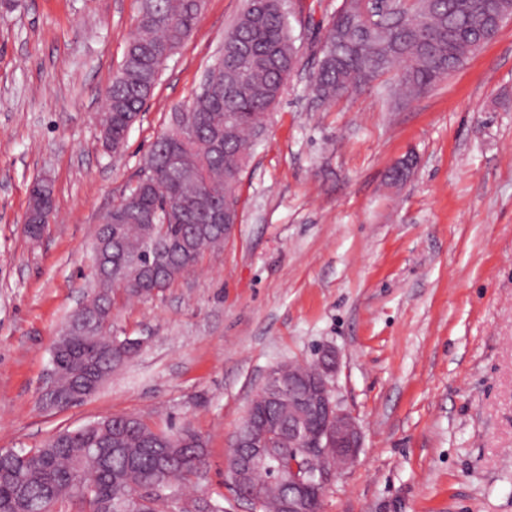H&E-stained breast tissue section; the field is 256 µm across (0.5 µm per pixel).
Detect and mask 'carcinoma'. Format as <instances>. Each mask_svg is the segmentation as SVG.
<instances>
[{"label": "carcinoma", "mask_w": 512, "mask_h": 512, "mask_svg": "<svg viewBox=\"0 0 512 512\" xmlns=\"http://www.w3.org/2000/svg\"><path fill=\"white\" fill-rule=\"evenodd\" d=\"M392 16L368 20L358 0H343L314 52V98L334 103L366 89L386 91L399 105L417 97L459 69L500 31L496 19L512 13V0H394ZM195 0H142L136 29L106 99L104 129L118 150L152 94L167 59L197 27ZM299 58L285 0H247L224 39L191 103L170 115L166 129L145 157L144 180L113 205L117 222L102 223L94 244L101 277L85 308L94 330L80 320L63 329L73 358L58 383L98 369L103 378L136 346L97 332L112 331L113 280H124L142 297L165 288L194 268L208 249L222 246L224 225L236 222V183L250 158L266 116L279 103ZM222 138V150L212 137ZM52 197L43 181L32 189L26 217L31 234L43 223L33 217ZM265 432L274 441L261 467L262 497L255 512H280L287 493L288 464L296 449L288 435V407L266 406ZM206 440L190 424L154 428L135 416L98 421L93 432L63 431L40 448L0 451V512H19L17 495L56 505L74 499L82 512H164L169 498L151 493L131 503L134 487L163 484L178 491L206 465ZM247 448H229L225 478L233 484Z\"/></svg>", "instance_id": "obj_1"}]
</instances>
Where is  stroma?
Returning a JSON list of instances; mask_svg holds the SVG:
<instances>
[{"instance_id":"stroma-1","label":"stroma","mask_w":512,"mask_h":512,"mask_svg":"<svg viewBox=\"0 0 512 512\" xmlns=\"http://www.w3.org/2000/svg\"><path fill=\"white\" fill-rule=\"evenodd\" d=\"M341 3L293 0L300 63L240 176L230 238L155 296L117 299L112 328L141 350L50 410L52 345L91 286L102 217L246 0H203L116 152L101 121L140 0H0V449L113 415L188 421L208 464L186 496L245 512L224 484L230 437L273 366L329 344L362 447L322 512H512V21L400 108L371 91L319 105L312 44ZM41 177L54 212L33 240ZM32 203L29 212L26 217L25 223L28 226V230L31 234L36 235L40 233L44 222H40L32 215L38 210L40 204L44 200H51L52 188L48 186L44 181H38L35 183L32 189Z\"/></svg>"}]
</instances>
